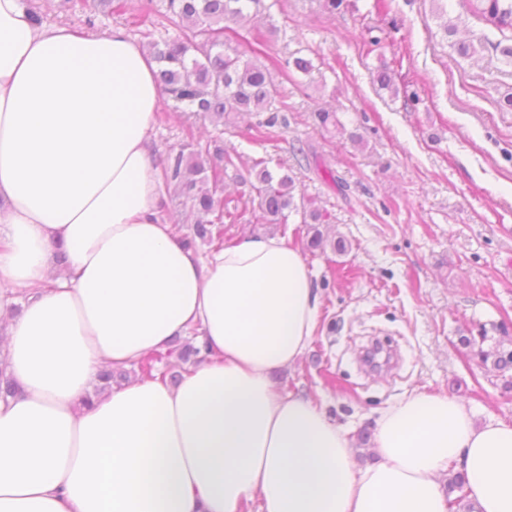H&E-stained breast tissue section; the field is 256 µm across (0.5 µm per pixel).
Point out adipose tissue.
Segmentation results:
<instances>
[{
  "label": "adipose tissue",
  "mask_w": 512,
  "mask_h": 512,
  "mask_svg": "<svg viewBox=\"0 0 512 512\" xmlns=\"http://www.w3.org/2000/svg\"><path fill=\"white\" fill-rule=\"evenodd\" d=\"M157 63L127 31L32 20L0 0V512H512V423L420 390L384 410L377 463L271 373L311 344L321 298L301 250L257 234L181 245L151 168ZM198 334L176 388L134 380L82 406L103 365Z\"/></svg>",
  "instance_id": "1"
}]
</instances>
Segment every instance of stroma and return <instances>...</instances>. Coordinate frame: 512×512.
<instances>
[{
    "label": "stroma",
    "instance_id": "obj_1",
    "mask_svg": "<svg viewBox=\"0 0 512 512\" xmlns=\"http://www.w3.org/2000/svg\"><path fill=\"white\" fill-rule=\"evenodd\" d=\"M43 23L104 34L124 27L140 44L175 36L170 21H132L101 0H26ZM432 0H279L270 18L255 19L266 56L295 52L313 60L310 76L274 78L287 99V125L276 141L253 140L256 117L230 115L222 129L202 118L184 124L181 106L165 97L152 135L150 164L162 169L181 146H214L243 158L263 157L292 171L299 190L326 211L327 237H345L346 254L308 251L299 214L283 224L252 223L251 189L235 169L224 182V207L239 215L224 239L290 234L321 292L318 332L299 363L273 371L281 393L313 399L351 434L375 429L381 412L413 390L446 392L476 422H512V391L483 366L461 337L486 335L487 346L512 337V62L501 54L512 36L449 0L457 26L446 37ZM470 41L471 57L453 41ZM388 64L393 87L373 76ZM335 107L340 128L322 129L313 112ZM360 133L363 144L350 133ZM303 148L297 160L294 148Z\"/></svg>",
    "mask_w": 512,
    "mask_h": 512
}]
</instances>
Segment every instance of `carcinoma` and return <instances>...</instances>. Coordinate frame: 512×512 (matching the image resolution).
I'll return each instance as SVG.
<instances>
[{"label":"carcinoma","instance_id":"cac0c4a2","mask_svg":"<svg viewBox=\"0 0 512 512\" xmlns=\"http://www.w3.org/2000/svg\"><path fill=\"white\" fill-rule=\"evenodd\" d=\"M279 0H168L166 17L177 18L181 23L178 35L160 43H153L150 53L159 65L156 80L161 89L185 104L184 111L210 119L219 125L230 113L269 112V116L256 124L258 128L273 129L287 124L284 112L288 103L273 107L275 85L272 71L279 67L276 61L266 65L246 57V53L228 42L245 40L243 30L249 10H270ZM468 13L500 32L512 31V0H463ZM186 147L168 158L164 171L166 186H175V193L190 204L197 219L191 231L181 237V242L194 247L201 241L216 247L224 246L222 225L235 221L232 213L224 210L222 193L224 175L230 167H236L235 158L215 148V156L224 166L211 164L190 152ZM259 199L258 224H281L287 220L285 211L303 210V223L311 222V235L307 248L320 250L327 244L324 234L316 228L326 223L328 214L313 208L307 209L305 196H296V183L285 171H273L264 158L252 159L248 178ZM486 336L461 337L462 344L471 348L473 355L482 363L492 362L502 373L512 370V348L500 342L495 350L482 347ZM207 349L195 338L177 339L164 351H156L141 358L134 367L125 370H102L98 374L101 385L95 393L101 394L112 386L121 384L131 375L156 378L155 366L162 363L172 369L170 382L178 381L181 373L206 358Z\"/></svg>","mask_w":512,"mask_h":512}]
</instances>
